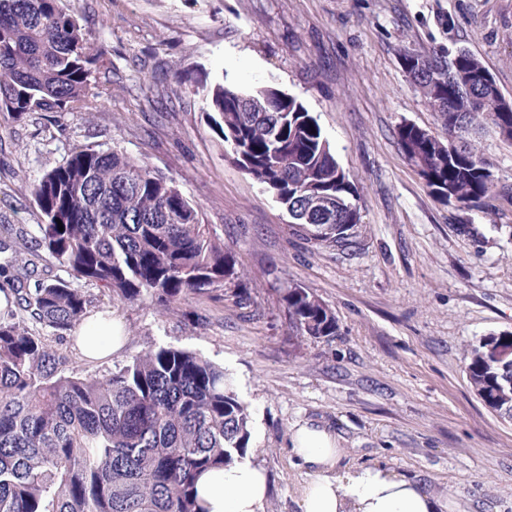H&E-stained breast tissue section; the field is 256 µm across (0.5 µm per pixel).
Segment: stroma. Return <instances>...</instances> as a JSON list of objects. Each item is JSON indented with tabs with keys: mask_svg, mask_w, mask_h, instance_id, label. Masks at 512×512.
I'll return each instance as SVG.
<instances>
[{
	"mask_svg": "<svg viewBox=\"0 0 512 512\" xmlns=\"http://www.w3.org/2000/svg\"><path fill=\"white\" fill-rule=\"evenodd\" d=\"M108 50L97 81L112 98L91 112L0 114V225L35 227L33 184L85 147L158 169L197 205L251 292L193 296L170 313L91 285L94 308L123 323L112 357L67 352L103 374L158 346L222 365L252 417L246 459L269 474L264 512H299L305 470L295 425L337 441L343 464L383 465L446 498L447 512H512V421L475 394L464 353L512 335V142L477 143L502 189L478 206L445 204L405 155L396 130L442 128L403 71L404 53L470 50L512 99V0H60ZM244 89L273 84L317 119L361 211L354 252L311 249L291 218L230 157L202 94L169 76ZM158 86L166 111L145 106ZM334 313L336 336L292 335L291 286Z\"/></svg>",
	"mask_w": 512,
	"mask_h": 512,
	"instance_id": "1",
	"label": "stroma"
}]
</instances>
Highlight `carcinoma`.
Returning <instances> with one entry per match:
<instances>
[{
    "label": "carcinoma",
    "mask_w": 512,
    "mask_h": 512,
    "mask_svg": "<svg viewBox=\"0 0 512 512\" xmlns=\"http://www.w3.org/2000/svg\"><path fill=\"white\" fill-rule=\"evenodd\" d=\"M103 57L59 0H0V112L96 109L108 95L93 82ZM401 65L445 131L397 130L432 195L471 203L494 193L471 136L512 129V101L483 83L489 70L461 47L447 56L409 52ZM202 91L233 160L288 211L298 235L316 249L359 246L349 175L296 97L271 85L217 82ZM32 195L44 219L37 235L9 224L11 243H0V512H205L199 477L244 459L251 436L250 413L224 368L160 346L106 375L82 374L50 341L88 321L90 295L62 278L25 287L14 253L42 248L75 278L166 312L190 295L240 286L233 256L171 179L114 149L72 154ZM282 302L296 335L336 336L334 313L306 289L288 288ZM466 359L479 398L512 415V366L487 361L480 343Z\"/></svg>",
    "instance_id": "cac0c4a2"
}]
</instances>
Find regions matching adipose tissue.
<instances>
[{"mask_svg": "<svg viewBox=\"0 0 512 512\" xmlns=\"http://www.w3.org/2000/svg\"><path fill=\"white\" fill-rule=\"evenodd\" d=\"M75 336L90 360L109 357L124 343L120 320L109 314L79 326ZM291 452L306 469L300 512H446L448 507L394 470L343 466L336 439L324 428L296 425ZM197 491L208 512H264L268 476L258 465L236 462L203 474Z\"/></svg>", "mask_w": 512, "mask_h": 512, "instance_id": "obj_1", "label": "adipose tissue"}]
</instances>
